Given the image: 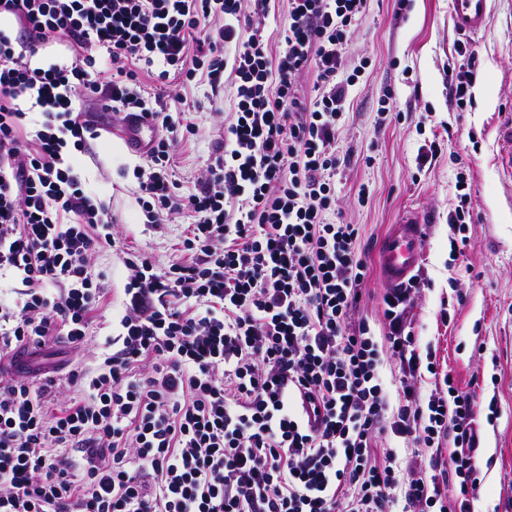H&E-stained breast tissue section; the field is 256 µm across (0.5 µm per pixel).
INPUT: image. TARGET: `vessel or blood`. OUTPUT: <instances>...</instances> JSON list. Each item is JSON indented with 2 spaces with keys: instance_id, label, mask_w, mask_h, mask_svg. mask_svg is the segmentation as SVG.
I'll list each match as a JSON object with an SVG mask.
<instances>
[{
  "instance_id": "vessel-or-blood-1",
  "label": "vessel or blood",
  "mask_w": 512,
  "mask_h": 512,
  "mask_svg": "<svg viewBox=\"0 0 512 512\" xmlns=\"http://www.w3.org/2000/svg\"><path fill=\"white\" fill-rule=\"evenodd\" d=\"M494 9V0H450L455 31L466 38L478 36L487 27ZM157 136L151 117L140 113L128 118L121 135L126 147L135 154L150 151ZM421 216L414 211L404 214L391 225L379 248V267L390 286L407 282L415 272L422 250Z\"/></svg>"
}]
</instances>
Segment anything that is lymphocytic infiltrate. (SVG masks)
<instances>
[{
  "label": "lymphocytic infiltrate",
  "mask_w": 512,
  "mask_h": 512,
  "mask_svg": "<svg viewBox=\"0 0 512 512\" xmlns=\"http://www.w3.org/2000/svg\"><path fill=\"white\" fill-rule=\"evenodd\" d=\"M365 0H288L283 49L260 32L267 0H0V355L62 339L79 349L105 289L89 260L111 244L107 205L72 156L90 112L151 115L137 171L141 220L193 219L185 260L131 255L125 311L97 366L66 382L0 380V512H474L480 425L452 374L422 393L410 310L417 279L381 297L388 328L356 318L369 268L359 227L335 220L336 124ZM62 42L69 65L31 64ZM316 66L305 101L297 76ZM161 84L225 75L235 112L201 185L179 194L173 154L196 128ZM39 117L28 119L22 101ZM399 367L395 392L381 370ZM392 435L410 463L377 447Z\"/></svg>",
  "instance_id": "lymphocytic-infiltrate-1"
}]
</instances>
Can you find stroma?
Instances as JSON below:
<instances>
[{
	"label": "stroma",
	"mask_w": 512,
	"mask_h": 512,
	"mask_svg": "<svg viewBox=\"0 0 512 512\" xmlns=\"http://www.w3.org/2000/svg\"><path fill=\"white\" fill-rule=\"evenodd\" d=\"M367 0L349 42L352 61L369 58L355 78L337 123L335 149L343 164L336 172V199L342 221L358 225L369 266L358 316L369 317L376 335L386 327L380 308L386 284L378 265L380 241L390 224L408 211L425 215L423 251L414 301L419 346H431L439 371L452 373L469 391L479 415L496 402L498 417L481 426L477 451L480 486L476 512H512V147L499 137L512 110V0H497L494 16L477 38L463 41L452 27L449 0ZM477 55L480 68L472 105L451 106L448 73L463 58L459 44ZM393 107L379 114L385 91ZM197 128L178 148L173 178L180 194L193 193L222 133L211 114L207 81L196 78L167 100ZM91 118L99 137L77 157L83 180L103 198L117 224L115 242L89 262L91 274L105 277L108 292L95 314L92 338L83 354L94 364L97 344L111 334L124 312L128 253L152 256L159 264L180 259V241L192 217L172 216L163 228L141 222L136 169L112 116ZM439 142L429 155L431 142ZM470 183V245L452 252L454 228L448 214L456 204L459 170ZM449 320H442L441 310Z\"/></svg>",
	"instance_id": "1"
}]
</instances>
